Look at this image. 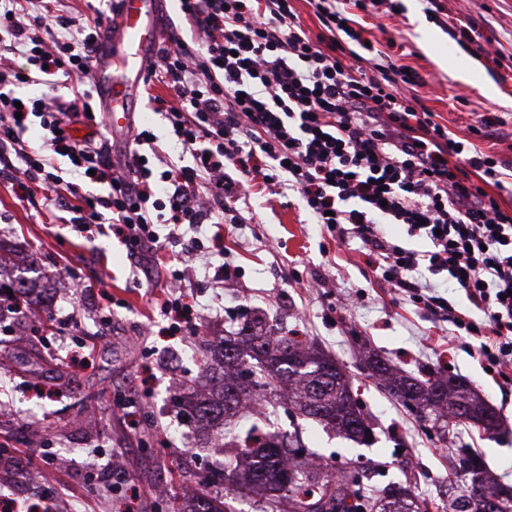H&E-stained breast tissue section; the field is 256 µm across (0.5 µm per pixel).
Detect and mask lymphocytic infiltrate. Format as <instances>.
Returning <instances> with one entry per match:
<instances>
[{"label":"lymphocytic infiltrate","instance_id":"lymphocytic-infiltrate-1","mask_svg":"<svg viewBox=\"0 0 512 512\" xmlns=\"http://www.w3.org/2000/svg\"><path fill=\"white\" fill-rule=\"evenodd\" d=\"M178 2L195 37L169 33L142 93L167 114L192 163L147 161L151 133L140 130L119 171L106 146L73 135L75 124L96 121L89 91L63 95L91 74L101 18L84 22L53 0H0V34L29 64L0 61V166L18 199L54 191L77 231L112 232L159 266L175 247L194 255L195 231L223 223L251 187L288 186L314 223L361 241L377 279L478 337L479 358L511 382L512 212L502 200L512 195V173L472 142L500 118L479 116L459 139L419 108L411 89L421 77L366 46L356 27L355 11L392 0H309L316 34L293 0ZM24 81L41 82L46 94L16 99L12 89ZM34 122L43 131L36 148L23 138ZM62 154L80 183L55 166ZM85 183L104 191L83 193ZM387 218L427 239L428 250L388 239ZM433 275L465 297L467 311L436 295Z\"/></svg>","mask_w":512,"mask_h":512}]
</instances>
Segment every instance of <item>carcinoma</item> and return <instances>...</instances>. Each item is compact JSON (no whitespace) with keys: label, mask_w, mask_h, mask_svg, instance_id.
I'll use <instances>...</instances> for the list:
<instances>
[{"label":"carcinoma","mask_w":512,"mask_h":512,"mask_svg":"<svg viewBox=\"0 0 512 512\" xmlns=\"http://www.w3.org/2000/svg\"><path fill=\"white\" fill-rule=\"evenodd\" d=\"M216 350L218 359L204 360L211 396L190 393L185 414L204 426L224 425V441L213 448L224 457L232 478L221 483V498L202 487L173 512H233L228 500L255 489L264 493L262 512H429L427 500L409 485L388 486L376 495L349 466L336 475L326 472L327 466L316 458L295 459L293 441L287 437L258 436L260 427L255 423L245 430L243 439L235 431L242 417V399L263 392L271 407L261 413L266 422L276 407L288 405L353 441H367L372 422L354 399L345 369L333 358L254 323L220 338ZM364 361L369 377L379 380L397 400L413 401L414 411L424 420L440 425L437 433L451 445L452 471L465 484V490L448 504L451 512H484V494L504 488L510 494L500 500L497 512H512V486L491 482L471 449L453 448L459 426L493 434L499 422L495 409L444 370L419 378L393 369L377 356L369 354Z\"/></svg>","instance_id":"obj_1"}]
</instances>
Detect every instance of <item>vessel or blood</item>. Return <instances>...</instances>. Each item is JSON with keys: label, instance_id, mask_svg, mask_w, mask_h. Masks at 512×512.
I'll return each mask as SVG.
<instances>
[{"label": "vessel or blood", "instance_id": "vessel-or-blood-1", "mask_svg": "<svg viewBox=\"0 0 512 512\" xmlns=\"http://www.w3.org/2000/svg\"><path fill=\"white\" fill-rule=\"evenodd\" d=\"M116 10L101 29L92 80L99 105L112 129L131 123V104L136 98L146 57L161 40L156 22L157 0H115Z\"/></svg>", "mask_w": 512, "mask_h": 512}]
</instances>
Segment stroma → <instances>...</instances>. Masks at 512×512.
<instances>
[{"instance_id":"35a3bbf8","label":"stroma","mask_w":512,"mask_h":512,"mask_svg":"<svg viewBox=\"0 0 512 512\" xmlns=\"http://www.w3.org/2000/svg\"><path fill=\"white\" fill-rule=\"evenodd\" d=\"M401 14L368 18L367 38L386 33L389 54L424 80L415 93L436 122L458 136L477 115L504 124L498 137L478 139L512 167V0H397ZM472 22L482 45H464L459 22ZM499 52L500 67L487 54ZM134 127L150 129L162 155L190 164L164 114L137 98ZM50 190L19 201L0 177V248L32 263L17 275L45 289L41 319L0 311V446L16 449L0 481L1 497H26L36 512H160L182 487L218 470L220 456L204 448V435L182 411V396L199 373L204 340L237 331L259 317L268 331L318 346L345 366L351 388L370 416L369 444L351 441L299 414L279 411L269 432L290 433L323 462H357L375 490L404 482L414 462L417 494L447 506L463 486L452 474L448 447L415 412L381 391L363 372L356 337L371 351L416 376L449 369L494 407L501 428L488 436L462 430L500 483L512 485V387L486 371L479 340L462 335L445 343L448 326L416 308L365 262L361 243L311 223L297 195L261 191L225 225L223 285L207 282L205 258L188 260L184 293L191 312L169 331L158 293L125 244L114 236L75 233ZM126 450V480L119 486L90 480L115 446ZM67 456L60 469L22 489L19 478L43 457Z\"/></svg>"}]
</instances>
